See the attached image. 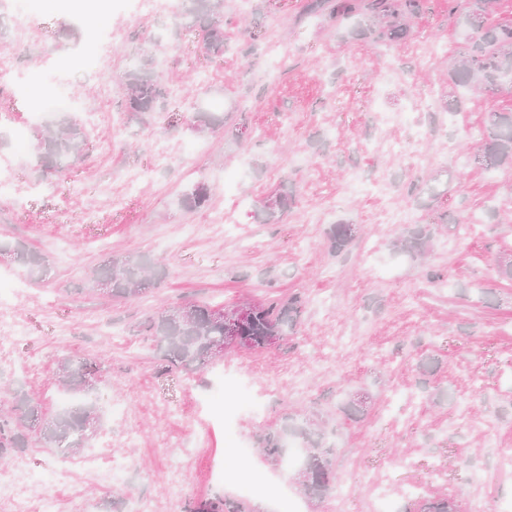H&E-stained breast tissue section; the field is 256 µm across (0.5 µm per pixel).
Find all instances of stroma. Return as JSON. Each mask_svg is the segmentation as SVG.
I'll return each mask as SVG.
<instances>
[{"label": "stroma", "instance_id": "1", "mask_svg": "<svg viewBox=\"0 0 512 512\" xmlns=\"http://www.w3.org/2000/svg\"><path fill=\"white\" fill-rule=\"evenodd\" d=\"M304 2L223 0L226 49L210 61L196 30L177 26L179 0L166 13L119 0H13L0 10V48L19 79L0 84V180L11 185L0 192V238L48 259L33 282L0 255V276L18 284L12 359L38 358L28 371L0 360V389L23 385L52 412L61 357L96 360L104 426L91 445H111L135 466L117 489L72 479L60 489L63 512H129L135 501L184 512L201 496L232 499L224 467L258 483L246 498L253 512H275L284 486L298 512H370L373 480L388 484L398 512L439 495L472 512L482 490L488 501L512 500V473L488 480L498 449L512 448V281L495 277L512 255V167L477 159L492 113L512 109V88L449 86L465 40L448 0H427L407 37L390 44L343 35L304 14ZM278 47L287 69L269 83ZM146 50L167 90L164 108L121 110L125 73ZM52 89L81 97L92 150L43 183L36 157L17 164L13 132H33V96ZM456 96L461 110H448ZM205 105L223 113V128L190 126ZM422 125L433 141L411 169L385 143L412 140ZM239 166L241 182L225 192V173ZM434 177L439 198L415 206L410 182ZM199 181L210 200L187 210L180 199ZM278 190L293 192L295 205L279 223H262L259 204ZM390 204L405 224L385 223ZM490 206L497 221L486 224ZM468 214L477 223L464 239L449 219ZM336 224L356 227L341 253L329 240ZM407 224L434 226L426 259L393 248ZM121 254L158 259L169 273L135 301L88 290L85 271ZM384 259L395 265L386 280L374 273ZM431 270L441 284L428 282ZM294 294L305 306L280 346L229 350L195 372L169 370L147 329L156 312L185 304ZM271 376L280 386L266 396ZM229 383L262 395L261 412L228 419L208 407L210 392ZM357 391L371 395V408L351 421L336 403ZM293 414L333 430L334 481L318 502L258 448L265 429Z\"/></svg>", "mask_w": 512, "mask_h": 512}]
</instances>
